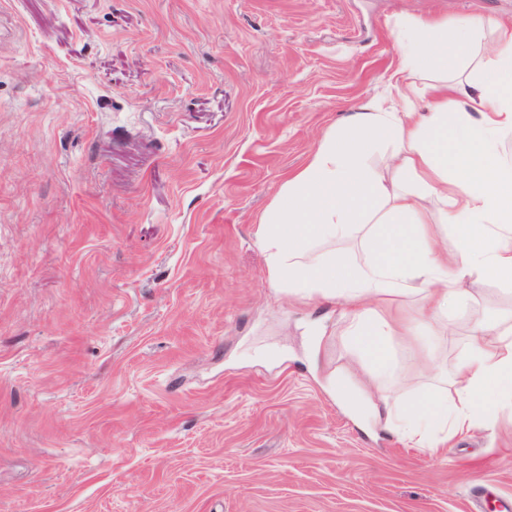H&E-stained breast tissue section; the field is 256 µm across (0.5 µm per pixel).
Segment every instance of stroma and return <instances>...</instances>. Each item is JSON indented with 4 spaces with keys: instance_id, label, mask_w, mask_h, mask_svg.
Listing matches in <instances>:
<instances>
[{
    "instance_id": "35a3bbf8",
    "label": "stroma",
    "mask_w": 512,
    "mask_h": 512,
    "mask_svg": "<svg viewBox=\"0 0 512 512\" xmlns=\"http://www.w3.org/2000/svg\"><path fill=\"white\" fill-rule=\"evenodd\" d=\"M407 17L512 0H0V512H481L512 497V406L439 454L356 409L454 391L471 322L393 336L273 287L290 172L388 95Z\"/></svg>"
}]
</instances>
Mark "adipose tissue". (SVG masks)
<instances>
[{"label": "adipose tissue", "mask_w": 512, "mask_h": 512, "mask_svg": "<svg viewBox=\"0 0 512 512\" xmlns=\"http://www.w3.org/2000/svg\"><path fill=\"white\" fill-rule=\"evenodd\" d=\"M401 26L436 38L432 47L401 45L403 82L424 69L439 76L426 103L404 90L349 114L345 123L356 138L329 133L285 183L287 206L273 205L257 230L272 284L310 304L335 302L351 343L380 364L395 332L387 312L394 298L416 300L428 320L443 322L469 300L470 281L512 285V157L498 150L512 135V26L412 18ZM486 27L491 46L474 53ZM452 138L464 151L449 153ZM384 144L390 150L379 171L372 155ZM426 197L436 218L421 204ZM441 226L453 232L455 251L439 249ZM361 227L362 260L322 250ZM455 377L454 397L398 409L382 401L372 412L434 451L498 405L512 404V322L492 332L476 322Z\"/></svg>", "instance_id": "obj_1"}]
</instances>
